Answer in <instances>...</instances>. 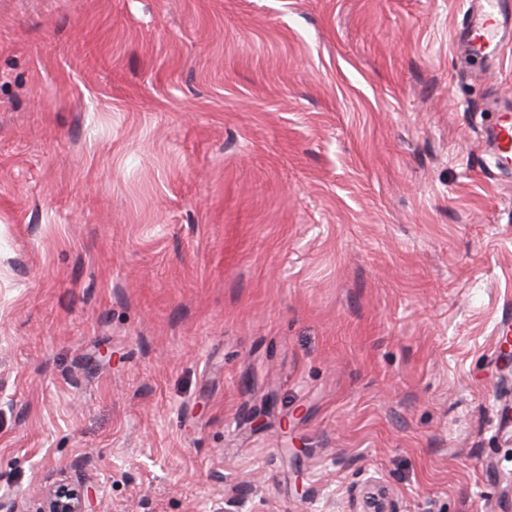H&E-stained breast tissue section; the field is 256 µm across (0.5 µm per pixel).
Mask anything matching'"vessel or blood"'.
Segmentation results:
<instances>
[{"label":"vessel or blood","instance_id":"b4317fda","mask_svg":"<svg viewBox=\"0 0 512 512\" xmlns=\"http://www.w3.org/2000/svg\"><path fill=\"white\" fill-rule=\"evenodd\" d=\"M454 42L467 56H496L512 42V6L507 0H470L463 21L454 31ZM494 165L512 168V112L502 111L490 131Z\"/></svg>","mask_w":512,"mask_h":512}]
</instances>
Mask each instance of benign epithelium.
Segmentation results:
<instances>
[{
    "label": "benign epithelium",
    "mask_w": 512,
    "mask_h": 512,
    "mask_svg": "<svg viewBox=\"0 0 512 512\" xmlns=\"http://www.w3.org/2000/svg\"><path fill=\"white\" fill-rule=\"evenodd\" d=\"M363 497L364 512H397L387 489L378 483L365 486ZM0 512H104V506L84 479H72L61 470L45 478L40 495L29 506L16 497L1 495Z\"/></svg>",
    "instance_id": "benign-epithelium-1"
}]
</instances>
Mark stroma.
<instances>
[{
  "label": "stroma",
  "instance_id": "stroma-1",
  "mask_svg": "<svg viewBox=\"0 0 512 512\" xmlns=\"http://www.w3.org/2000/svg\"><path fill=\"white\" fill-rule=\"evenodd\" d=\"M467 7L0 0V495L512 512V46ZM454 42L471 58L496 56L512 39V15L506 0H470ZM502 111L491 128L494 165L497 169L512 168V114ZM363 497L367 509L362 512H398L385 487L371 483L364 487Z\"/></svg>",
  "mask_w": 512,
  "mask_h": 512
}]
</instances>
